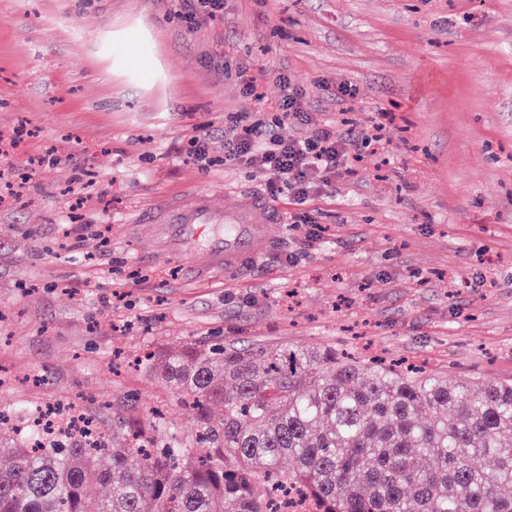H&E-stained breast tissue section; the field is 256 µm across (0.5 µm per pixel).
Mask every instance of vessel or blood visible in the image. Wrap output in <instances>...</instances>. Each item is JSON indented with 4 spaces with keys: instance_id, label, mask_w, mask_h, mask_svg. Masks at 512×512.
I'll list each match as a JSON object with an SVG mask.
<instances>
[{
    "instance_id": "obj_1",
    "label": "vessel or blood",
    "mask_w": 512,
    "mask_h": 512,
    "mask_svg": "<svg viewBox=\"0 0 512 512\" xmlns=\"http://www.w3.org/2000/svg\"><path fill=\"white\" fill-rule=\"evenodd\" d=\"M143 222L171 225L178 242L188 239H204L206 253L204 266H224L234 271L248 264L261 251L273 247L276 238L272 233L275 225L284 218L272 204L260 195L241 190L233 209L214 210L206 195L179 204L164 205L146 212ZM223 225V232L203 236L209 225Z\"/></svg>"
}]
</instances>
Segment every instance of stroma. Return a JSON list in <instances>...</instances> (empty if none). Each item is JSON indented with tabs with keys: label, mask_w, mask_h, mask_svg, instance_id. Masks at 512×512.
<instances>
[{
	"label": "stroma",
	"mask_w": 512,
	"mask_h": 512,
	"mask_svg": "<svg viewBox=\"0 0 512 512\" xmlns=\"http://www.w3.org/2000/svg\"><path fill=\"white\" fill-rule=\"evenodd\" d=\"M179 9L0 0V179L19 192L0 203V409L75 402L104 432L185 441L192 409L136 361L215 338L512 380V0H224L190 23ZM282 72L316 122H380L388 143L309 202L317 237L285 223L238 271L195 275L138 216L265 192L225 162L224 128L272 121Z\"/></svg>",
	"instance_id": "35a3bbf8"
}]
</instances>
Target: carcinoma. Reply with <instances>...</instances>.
<instances>
[{
  "label": "carcinoma",
  "instance_id": "obj_1",
  "mask_svg": "<svg viewBox=\"0 0 512 512\" xmlns=\"http://www.w3.org/2000/svg\"><path fill=\"white\" fill-rule=\"evenodd\" d=\"M143 361L194 410L193 446L116 432L32 448L0 422V512H293L284 491L310 512H512V382L452 384L334 345L190 340ZM96 469L103 498L85 487Z\"/></svg>",
  "mask_w": 512,
  "mask_h": 512
}]
</instances>
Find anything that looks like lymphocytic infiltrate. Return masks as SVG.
Instances as JSON below:
<instances>
[{"label":"lymphocytic infiltrate","mask_w":512,"mask_h":512,"mask_svg":"<svg viewBox=\"0 0 512 512\" xmlns=\"http://www.w3.org/2000/svg\"><path fill=\"white\" fill-rule=\"evenodd\" d=\"M279 82L282 96L275 124L292 125L296 135L282 139L274 124L250 120L243 112L224 129V159L265 179L270 194L288 195L302 205L311 195L335 189L337 177L348 171L361 148L381 144L383 126L376 123L354 132L312 125L304 90L284 74Z\"/></svg>","instance_id":"1"}]
</instances>
